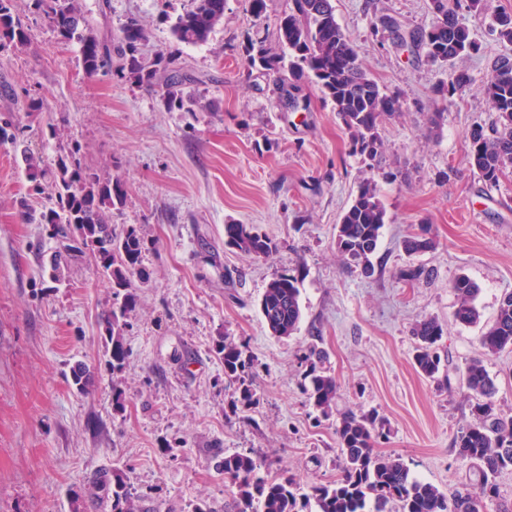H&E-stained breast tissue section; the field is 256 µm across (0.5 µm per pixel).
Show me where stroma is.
Masks as SVG:
<instances>
[{"label":"stroma","instance_id":"stroma-1","mask_svg":"<svg viewBox=\"0 0 512 512\" xmlns=\"http://www.w3.org/2000/svg\"><path fill=\"white\" fill-rule=\"evenodd\" d=\"M97 37L116 40L131 17L147 28L146 60L177 51L192 111L167 108L159 88L88 75L78 42L59 39L32 0H14L29 29L25 46L0 50V119L23 128L19 144L0 142V512H112L113 479L139 497L141 512H237V489L218 467L225 454L260 458L272 473L311 486L339 475L336 421L303 391L310 344L327 353L338 411L376 412L386 435L374 450L392 455L419 480L449 493L466 466L454 437L471 419L464 390L447 389L414 364L417 321L436 318L437 343L456 367L475 357L496 380V411L512 418V351L482 356L479 338L512 292V169L487 186L469 164L470 129L496 120L482 92L491 62L512 56L492 19L512 0H484L481 16L461 12L478 52L455 60L471 86L450 101L434 88L445 72L398 45L386 17L428 26V0H332L338 23L367 73L399 96L400 112L379 129L381 154H353L349 132L318 88L299 81L302 110L286 108L272 79L248 71L241 44L255 25H274L289 0H225L208 41L179 45L171 19L187 0H82ZM41 108L26 111L25 101ZM442 113L430 130L431 113ZM45 170L77 158L102 182L126 191L115 232L135 227L146 242L150 282L136 284L127 319L125 367L112 371L102 322L114 296L92 251H67L50 224L23 221L54 203L51 178L33 186L20 159ZM375 181L386 223L364 277L336 247L335 227L358 186ZM248 224L277 251L250 258L224 243L225 225ZM427 225L432 249L410 255L405 237ZM60 262L62 276L48 269ZM427 277L403 280L406 266ZM299 280L302 317L288 337L270 332L259 300L274 278ZM480 287V319L456 323L452 281ZM228 339L256 365L253 404L224 384L214 347ZM94 388L77 392L75 364Z\"/></svg>","mask_w":512,"mask_h":512}]
</instances>
